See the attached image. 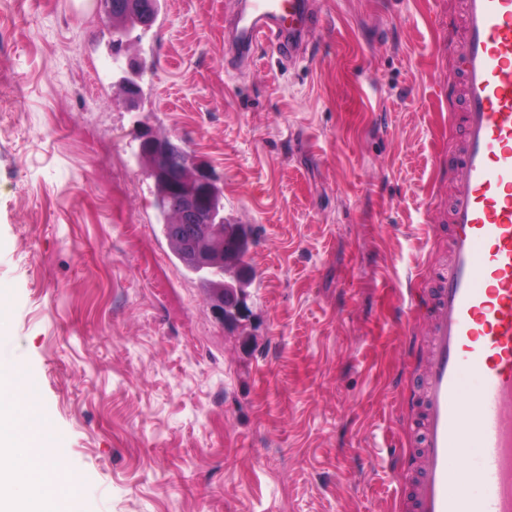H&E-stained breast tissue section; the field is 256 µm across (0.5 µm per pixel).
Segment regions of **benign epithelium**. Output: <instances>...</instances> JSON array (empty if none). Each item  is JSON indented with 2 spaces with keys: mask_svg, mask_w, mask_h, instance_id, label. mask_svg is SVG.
<instances>
[{
  "mask_svg": "<svg viewBox=\"0 0 512 512\" xmlns=\"http://www.w3.org/2000/svg\"><path fill=\"white\" fill-rule=\"evenodd\" d=\"M155 11L156 0L116 2L117 17L132 18L142 26L152 24ZM137 162L159 183L160 202L173 216L171 235L187 262L202 271L226 270L215 309L224 320L237 318L245 305L244 288L252 278L246 263L250 231L242 224L224 223V214L216 207L212 171L190 161L178 141L148 128L140 135Z\"/></svg>",
  "mask_w": 512,
  "mask_h": 512,
  "instance_id": "1",
  "label": "benign epithelium"
}]
</instances>
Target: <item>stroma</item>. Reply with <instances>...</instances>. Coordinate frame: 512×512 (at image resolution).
Segmentation results:
<instances>
[{
	"label": "stroma",
	"instance_id": "stroma-1",
	"mask_svg": "<svg viewBox=\"0 0 512 512\" xmlns=\"http://www.w3.org/2000/svg\"><path fill=\"white\" fill-rule=\"evenodd\" d=\"M236 0H161L127 111L98 0H0V357L37 379L77 512H402L446 252L455 0H316L306 58H226ZM220 176L255 272L224 322L159 234L140 126Z\"/></svg>",
	"mask_w": 512,
	"mask_h": 512
}]
</instances>
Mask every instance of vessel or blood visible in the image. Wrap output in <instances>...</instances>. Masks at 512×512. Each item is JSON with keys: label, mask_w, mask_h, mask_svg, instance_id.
<instances>
[{"label": "vessel or blood", "mask_w": 512, "mask_h": 512, "mask_svg": "<svg viewBox=\"0 0 512 512\" xmlns=\"http://www.w3.org/2000/svg\"><path fill=\"white\" fill-rule=\"evenodd\" d=\"M460 79L448 101L462 137L448 159V260L414 306L427 352L414 393L417 445L405 512H512V0H458ZM320 19L308 0H240L234 58L265 43L292 59ZM479 449L473 470L450 462ZM477 490H470V483Z\"/></svg>", "instance_id": "vessel-or-blood-1"}]
</instances>
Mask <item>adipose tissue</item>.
<instances>
[{"label":"adipose tissue","instance_id":"adipose-tissue-1","mask_svg":"<svg viewBox=\"0 0 512 512\" xmlns=\"http://www.w3.org/2000/svg\"><path fill=\"white\" fill-rule=\"evenodd\" d=\"M42 416L23 391L14 364L0 361V512H21L52 495L72 507L77 479L38 447Z\"/></svg>","mask_w":512,"mask_h":512}]
</instances>
